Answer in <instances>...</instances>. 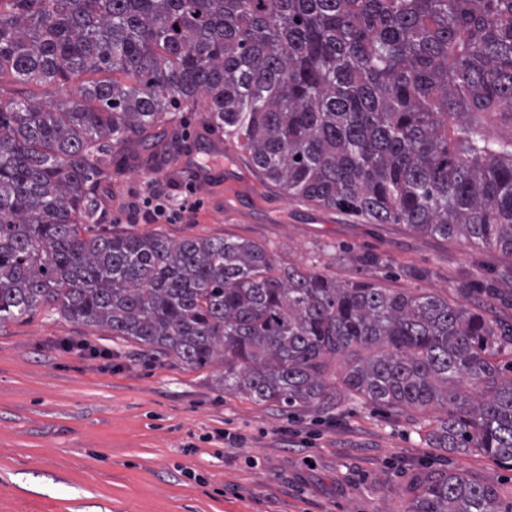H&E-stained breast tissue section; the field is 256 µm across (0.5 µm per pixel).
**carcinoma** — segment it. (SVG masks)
<instances>
[{"instance_id": "cac0c4a2", "label": "carcinoma", "mask_w": 512, "mask_h": 512, "mask_svg": "<svg viewBox=\"0 0 512 512\" xmlns=\"http://www.w3.org/2000/svg\"><path fill=\"white\" fill-rule=\"evenodd\" d=\"M0 325L42 305L145 355L289 409L342 385L390 411L446 406L431 448L512 461V328L435 295L338 285L249 240L89 234L90 181L168 150L153 130L208 100L291 196L512 255V0H0ZM86 74H103L82 81ZM478 391L473 402L461 393ZM405 512H512L442 471ZM1 85L6 92L22 91L32 101L53 103V101L59 99V95L53 87L36 83L18 85L10 73L2 74Z\"/></svg>"}]
</instances>
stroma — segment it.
Listing matches in <instances>:
<instances>
[{
	"mask_svg": "<svg viewBox=\"0 0 512 512\" xmlns=\"http://www.w3.org/2000/svg\"><path fill=\"white\" fill-rule=\"evenodd\" d=\"M229 152L227 185L144 164L94 182L102 223L150 232L144 198L188 195L200 208L162 225L171 238L250 240L341 284L434 294L512 326V255L290 197L246 149ZM223 373L218 360L144 358L135 342L47 307L1 324L0 512H403L423 477L448 470L512 502V466L420 439L444 407L393 413L345 398L288 412L225 391Z\"/></svg>",
	"mask_w": 512,
	"mask_h": 512,
	"instance_id": "obj_1",
	"label": "stroma"
}]
</instances>
